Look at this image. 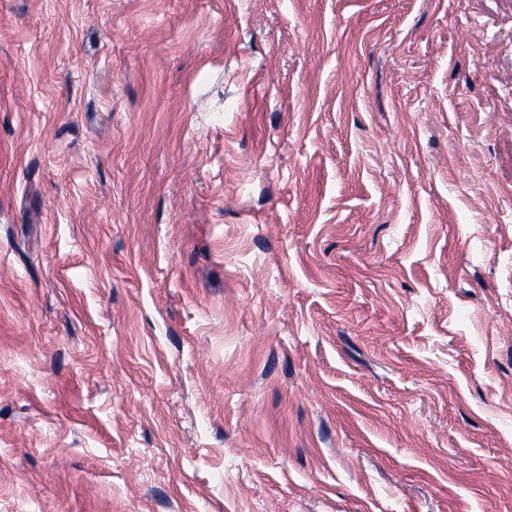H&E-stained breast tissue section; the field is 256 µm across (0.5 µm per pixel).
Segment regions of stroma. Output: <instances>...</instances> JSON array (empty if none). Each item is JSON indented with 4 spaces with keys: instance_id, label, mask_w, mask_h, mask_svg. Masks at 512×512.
<instances>
[{
    "instance_id": "obj_1",
    "label": "stroma",
    "mask_w": 512,
    "mask_h": 512,
    "mask_svg": "<svg viewBox=\"0 0 512 512\" xmlns=\"http://www.w3.org/2000/svg\"><path fill=\"white\" fill-rule=\"evenodd\" d=\"M0 512H512V0H0Z\"/></svg>"
}]
</instances>
